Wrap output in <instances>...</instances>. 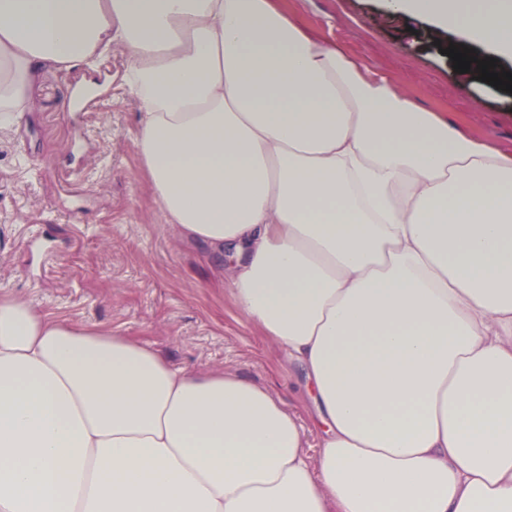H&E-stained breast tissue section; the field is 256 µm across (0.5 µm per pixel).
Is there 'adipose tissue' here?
<instances>
[{"label": "adipose tissue", "mask_w": 512, "mask_h": 512, "mask_svg": "<svg viewBox=\"0 0 512 512\" xmlns=\"http://www.w3.org/2000/svg\"><path fill=\"white\" fill-rule=\"evenodd\" d=\"M512 62V0H384ZM120 45L167 223L305 371L282 400L0 293V512H512V155L274 0H0V118ZM313 414H315L314 409L312 404L309 402L308 411L301 415V423L304 428L305 446L310 457L314 459L321 450L320 439L322 434L321 429L313 423Z\"/></svg>", "instance_id": "adipose-tissue-1"}]
</instances>
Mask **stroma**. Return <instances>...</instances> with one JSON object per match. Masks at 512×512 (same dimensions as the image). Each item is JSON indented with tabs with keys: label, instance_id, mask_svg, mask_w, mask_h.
<instances>
[{
	"label": "stroma",
	"instance_id": "obj_1",
	"mask_svg": "<svg viewBox=\"0 0 512 512\" xmlns=\"http://www.w3.org/2000/svg\"><path fill=\"white\" fill-rule=\"evenodd\" d=\"M279 3L453 128L512 153V93L455 72L440 52L454 35L385 16L381 0ZM128 67L117 47L89 67H47L33 110L0 126V291L294 405L310 390L302 371L238 310L220 261L166 223L151 193Z\"/></svg>",
	"mask_w": 512,
	"mask_h": 512
}]
</instances>
